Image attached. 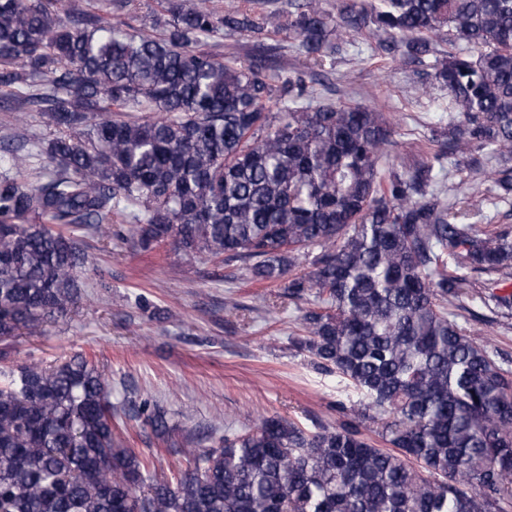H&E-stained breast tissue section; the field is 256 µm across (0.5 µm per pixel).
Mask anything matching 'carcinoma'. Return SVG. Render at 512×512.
Wrapping results in <instances>:
<instances>
[{
	"mask_svg": "<svg viewBox=\"0 0 512 512\" xmlns=\"http://www.w3.org/2000/svg\"><path fill=\"white\" fill-rule=\"evenodd\" d=\"M137 2L66 19L62 0H0V92L57 130L45 146H0V512H507L512 369L458 318L471 274L512 278V233L462 223L432 183L460 156L512 197V0H347L336 17L304 0L284 21L260 0H157L149 31L121 19ZM283 28L300 69L214 51ZM362 34L395 58L434 57L448 104H432L455 116L428 141L448 138V152L401 173L384 113L308 85ZM114 217L142 251L241 261L308 301L296 344L363 395L388 447L272 416L180 449L187 468L162 478L118 447L98 362L13 363L19 337L85 294L68 229ZM132 411L168 438L161 407Z\"/></svg>",
	"mask_w": 512,
	"mask_h": 512,
	"instance_id": "1",
	"label": "carcinoma"
}]
</instances>
